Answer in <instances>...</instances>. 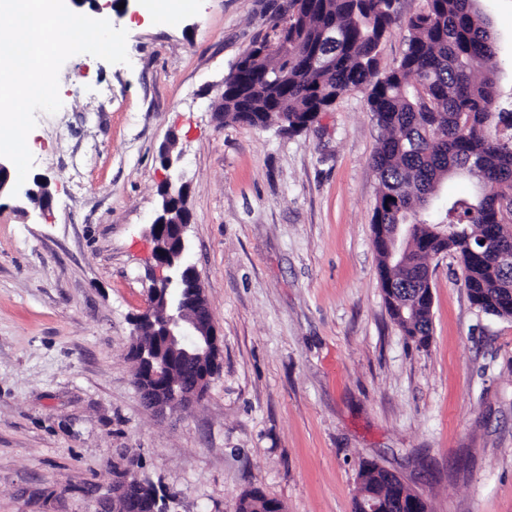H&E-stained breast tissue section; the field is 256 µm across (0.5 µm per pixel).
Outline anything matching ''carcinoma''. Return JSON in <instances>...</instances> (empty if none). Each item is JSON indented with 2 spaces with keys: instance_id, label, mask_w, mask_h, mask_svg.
Segmentation results:
<instances>
[{
  "instance_id": "carcinoma-1",
  "label": "carcinoma",
  "mask_w": 512,
  "mask_h": 512,
  "mask_svg": "<svg viewBox=\"0 0 512 512\" xmlns=\"http://www.w3.org/2000/svg\"><path fill=\"white\" fill-rule=\"evenodd\" d=\"M477 0H424L408 23L398 65L379 71L380 48L395 21L393 0H288L293 16L271 48L249 50L225 78L224 118L254 127L275 120L290 132L313 124L346 91L367 90L382 130L371 158L379 190L374 224H407L394 255L376 246L386 308L402 332L425 344L432 335L426 259L455 254L476 308L512 319V266L476 260L481 241L512 248V89L486 64L496 37ZM478 192L448 197L452 176ZM411 491L374 462L359 472L354 512H401Z\"/></svg>"
}]
</instances>
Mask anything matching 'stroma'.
<instances>
[{
    "label": "stroma",
    "instance_id": "1",
    "mask_svg": "<svg viewBox=\"0 0 512 512\" xmlns=\"http://www.w3.org/2000/svg\"><path fill=\"white\" fill-rule=\"evenodd\" d=\"M489 67L512 87V0H479ZM423 0H396L379 56L397 65ZM288 0H127L101 18L128 63L88 54L37 113L30 178L52 201L0 202V512H101L114 468L149 476L170 512H236L257 490L284 512H353L372 461L432 512H512V320L479 313L461 263L431 257L433 334L405 336L383 300L367 94L299 133L222 121L212 103ZM177 136L188 257L221 368L177 412L134 383V320L157 269L149 226Z\"/></svg>",
    "mask_w": 512,
    "mask_h": 512
}]
</instances>
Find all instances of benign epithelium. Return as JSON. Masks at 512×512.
<instances>
[{
    "label": "benign epithelium",
    "instance_id": "1",
    "mask_svg": "<svg viewBox=\"0 0 512 512\" xmlns=\"http://www.w3.org/2000/svg\"><path fill=\"white\" fill-rule=\"evenodd\" d=\"M9 165L0 157V197L47 207L52 199L49 185L21 188L13 193ZM189 185L180 174L164 184L162 212L150 225L153 258L166 271L148 288V308L135 320L136 333L148 327L151 343L135 346L140 368L136 387L145 403L161 411L179 410L205 394L219 371L221 338L198 273L187 258L185 232L192 214L187 207ZM108 512H168L155 484L146 476L127 472L112 482Z\"/></svg>",
    "mask_w": 512,
    "mask_h": 512
}]
</instances>
